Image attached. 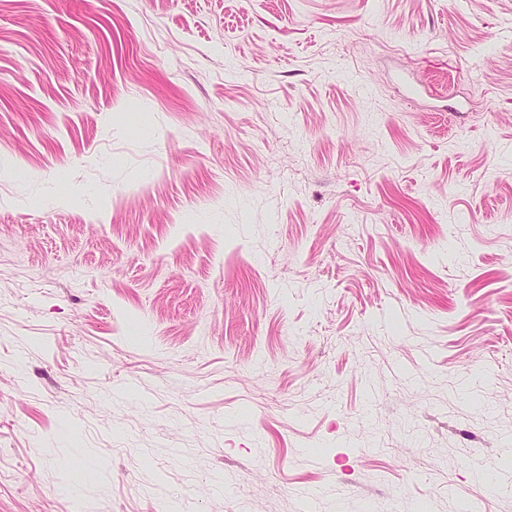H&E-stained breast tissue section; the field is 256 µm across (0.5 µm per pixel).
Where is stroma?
Instances as JSON below:
<instances>
[{
  "mask_svg": "<svg viewBox=\"0 0 512 512\" xmlns=\"http://www.w3.org/2000/svg\"><path fill=\"white\" fill-rule=\"evenodd\" d=\"M508 438L512 0H0V512H512Z\"/></svg>",
  "mask_w": 512,
  "mask_h": 512,
  "instance_id": "1",
  "label": "stroma"
}]
</instances>
